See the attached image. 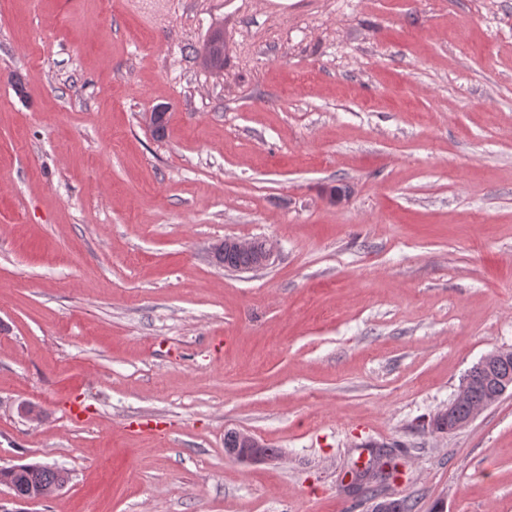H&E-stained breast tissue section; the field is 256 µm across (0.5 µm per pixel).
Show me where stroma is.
Wrapping results in <instances>:
<instances>
[{
  "mask_svg": "<svg viewBox=\"0 0 512 512\" xmlns=\"http://www.w3.org/2000/svg\"><path fill=\"white\" fill-rule=\"evenodd\" d=\"M501 348L512 0H0V467L70 477L0 501L512 512V394L433 427ZM253 249L251 252H238L235 250H224L227 246L228 247H234L235 249L239 251H247L251 247L250 241L247 240H240V239H225L223 250L217 255L216 263L224 266L226 269H233V270H239L244 267H248L251 264H253L256 260L257 263L255 264L256 268H260L266 265V263L271 258V250L266 247V244L259 241H252ZM268 251V252H267ZM266 255L263 257H260V255L264 254ZM259 258V259H258ZM253 269H246V270H253ZM241 433L244 448H238L236 431L227 432L224 436V448H228L226 454L234 461L246 464L263 463L276 459L278 455H272L263 444L246 432Z\"/></svg>",
  "mask_w": 512,
  "mask_h": 512,
  "instance_id": "1",
  "label": "stroma"
}]
</instances>
